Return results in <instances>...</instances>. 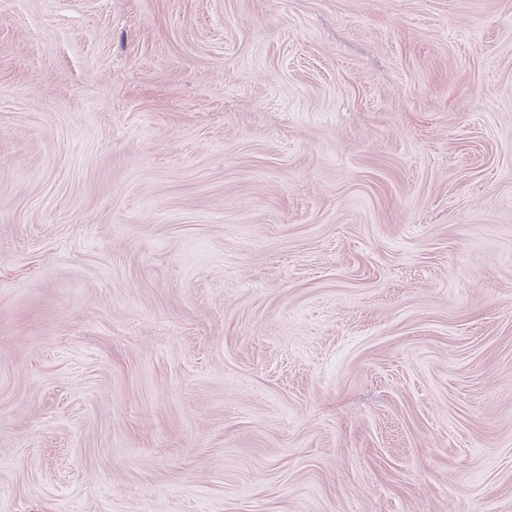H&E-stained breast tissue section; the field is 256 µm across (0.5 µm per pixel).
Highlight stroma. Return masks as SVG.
Segmentation results:
<instances>
[{"label": "stroma", "instance_id": "35a3bbf8", "mask_svg": "<svg viewBox=\"0 0 512 512\" xmlns=\"http://www.w3.org/2000/svg\"><path fill=\"white\" fill-rule=\"evenodd\" d=\"M0 512H512V0H0Z\"/></svg>", "mask_w": 512, "mask_h": 512}]
</instances>
